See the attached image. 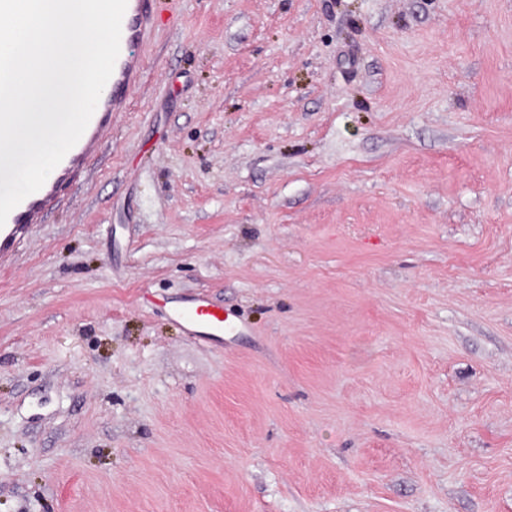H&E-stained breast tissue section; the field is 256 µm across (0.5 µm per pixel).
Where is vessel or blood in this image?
I'll list each match as a JSON object with an SVG mask.
<instances>
[{"label": "vessel or blood", "mask_w": 512, "mask_h": 512, "mask_svg": "<svg viewBox=\"0 0 512 512\" xmlns=\"http://www.w3.org/2000/svg\"><path fill=\"white\" fill-rule=\"evenodd\" d=\"M154 24V0H127L121 26L120 53L110 77L112 91L101 100L83 135L59 163L61 174H69L85 159L89 141L108 113L124 111L131 91L140 85L145 71L144 61L136 49L148 40ZM52 194V187L45 185L16 206L5 224L0 226V245L9 246L16 227L28 223ZM174 315L193 336L205 334L219 337L235 329L228 317L222 316L220 310L202 298L196 299L192 305L176 309Z\"/></svg>", "instance_id": "1"}]
</instances>
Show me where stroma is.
<instances>
[{
	"label": "stroma",
	"mask_w": 512,
	"mask_h": 512,
	"mask_svg": "<svg viewBox=\"0 0 512 512\" xmlns=\"http://www.w3.org/2000/svg\"><path fill=\"white\" fill-rule=\"evenodd\" d=\"M155 9L0 254V512H512V0ZM154 24V0H127L121 26L120 53L110 77L112 91L101 100L83 135L59 163L62 176H67L85 159L89 141L108 113L123 112L131 91L141 84L144 61L134 48L148 40ZM224 310L215 309L204 298L196 299L191 306L174 311L176 319L192 336H223L224 331L233 332L236 326L224 315ZM205 334V335H201Z\"/></svg>",
	"instance_id": "stroma-1"
}]
</instances>
